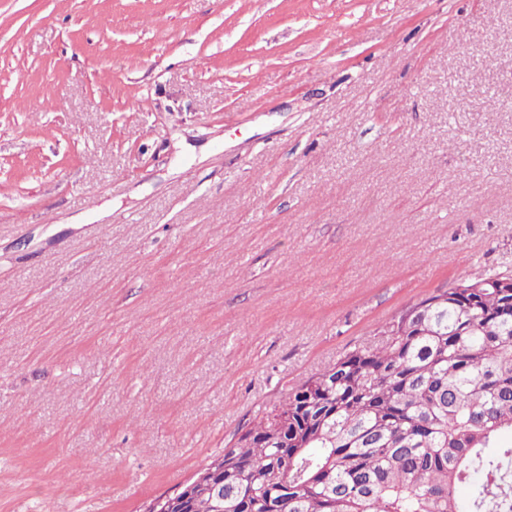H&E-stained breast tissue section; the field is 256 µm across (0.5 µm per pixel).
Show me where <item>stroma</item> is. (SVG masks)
<instances>
[{"label": "stroma", "instance_id": "1", "mask_svg": "<svg viewBox=\"0 0 512 512\" xmlns=\"http://www.w3.org/2000/svg\"><path fill=\"white\" fill-rule=\"evenodd\" d=\"M488 274L512 0H0V512H142Z\"/></svg>", "mask_w": 512, "mask_h": 512}]
</instances>
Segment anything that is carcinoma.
<instances>
[{"instance_id": "obj_1", "label": "carcinoma", "mask_w": 512, "mask_h": 512, "mask_svg": "<svg viewBox=\"0 0 512 512\" xmlns=\"http://www.w3.org/2000/svg\"><path fill=\"white\" fill-rule=\"evenodd\" d=\"M439 291L224 450V512H512V288ZM188 512H215L196 489Z\"/></svg>"}]
</instances>
